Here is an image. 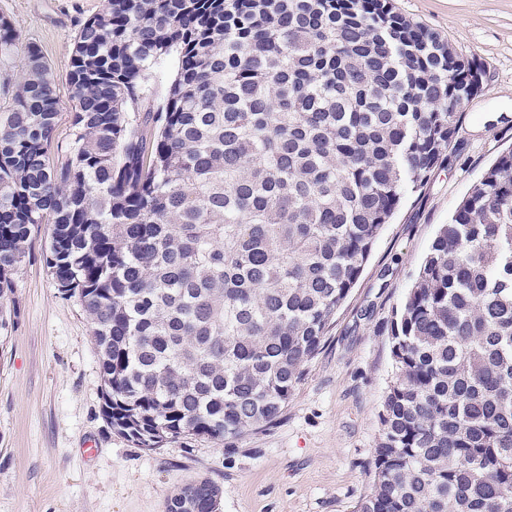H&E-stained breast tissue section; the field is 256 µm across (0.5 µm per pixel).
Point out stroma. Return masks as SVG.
<instances>
[{"instance_id": "35a3bbf8", "label": "stroma", "mask_w": 512, "mask_h": 512, "mask_svg": "<svg viewBox=\"0 0 512 512\" xmlns=\"http://www.w3.org/2000/svg\"><path fill=\"white\" fill-rule=\"evenodd\" d=\"M396 11L480 61L485 89L456 114L447 159L402 199L320 353L266 430L156 450L112 430L91 324L62 298L39 231L0 305V512H164L171 492L203 476L219 512H357L371 482L379 412L392 375V311L411 288L438 225L501 153L512 149V0H392ZM105 0H0V17L51 65L60 112L55 163L73 138L69 65L75 36Z\"/></svg>"}]
</instances>
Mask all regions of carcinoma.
I'll use <instances>...</instances> for the list:
<instances>
[{
  "label": "carcinoma",
  "mask_w": 512,
  "mask_h": 512,
  "mask_svg": "<svg viewBox=\"0 0 512 512\" xmlns=\"http://www.w3.org/2000/svg\"><path fill=\"white\" fill-rule=\"evenodd\" d=\"M16 59L0 299L46 225L103 415L148 450L275 421L384 225L444 163L482 67L389 0H105L75 37L58 166L52 67L1 17L0 62ZM390 353L358 512H512V149L439 226ZM221 496L196 479L166 512Z\"/></svg>",
  "instance_id": "1"
}]
</instances>
